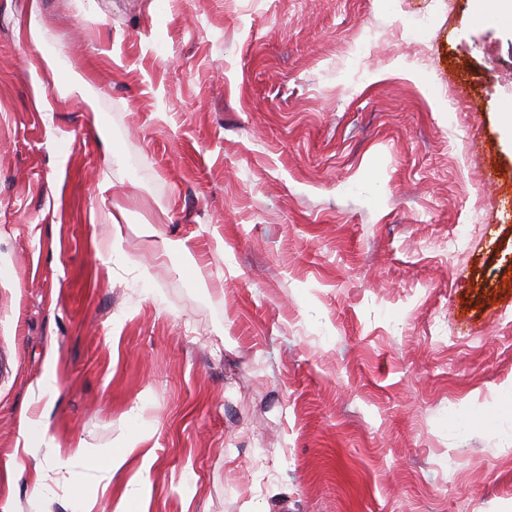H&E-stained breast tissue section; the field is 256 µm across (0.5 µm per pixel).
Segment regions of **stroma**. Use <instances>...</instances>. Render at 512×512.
I'll return each instance as SVG.
<instances>
[{"instance_id":"stroma-1","label":"stroma","mask_w":512,"mask_h":512,"mask_svg":"<svg viewBox=\"0 0 512 512\" xmlns=\"http://www.w3.org/2000/svg\"><path fill=\"white\" fill-rule=\"evenodd\" d=\"M407 2L0 0V512H512V26ZM65 96H69L79 101L83 107L89 111H96L97 97L91 91L86 78L76 71H71L69 80L63 89ZM139 442V436L126 439L121 446L122 449L108 454L107 459L99 464L100 468L106 473L104 478L107 479L103 486V493L107 492L109 485L112 483V478L124 468L128 455L135 450Z\"/></svg>"}]
</instances>
